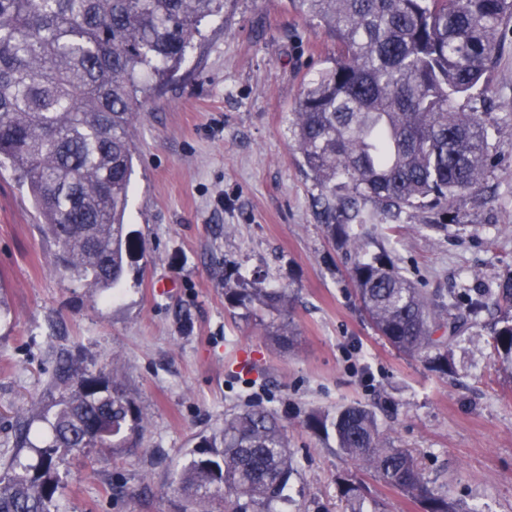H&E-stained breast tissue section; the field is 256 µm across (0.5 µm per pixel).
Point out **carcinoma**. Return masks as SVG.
Here are the masks:
<instances>
[{"mask_svg":"<svg viewBox=\"0 0 512 512\" xmlns=\"http://www.w3.org/2000/svg\"><path fill=\"white\" fill-rule=\"evenodd\" d=\"M336 41V56L306 83L288 129L319 195L325 227L351 261L350 275L375 330L392 347L448 371L449 347L468 318L493 307L494 349L512 366V275L469 301L433 298L394 262L370 254L363 235L376 213L396 217L476 190L489 162L483 113L465 108L482 92L512 0H293ZM226 0H0V168L27 183L58 247L54 266L96 295L125 279L141 237L125 224L135 147L134 118L179 70L202 19ZM372 202L371 212L359 202ZM224 296L277 315L268 335L279 345L294 329L284 320L291 292L224 275ZM61 397L16 423L14 448L0 461V512H54L59 465L86 448L106 455L129 447L144 416L117 370L56 369ZM308 425L333 436L349 459L384 483L426 502V512H460L427 488L414 457L380 434L375 414L350 405L315 411ZM206 457L176 473L174 490L199 512H273L296 472L277 414L252 405L204 436ZM37 462L20 461L23 450ZM349 512H364L352 483Z\"/></svg>","mask_w":512,"mask_h":512,"instance_id":"carcinoma-1","label":"carcinoma"}]
</instances>
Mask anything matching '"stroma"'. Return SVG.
I'll use <instances>...</instances> for the list:
<instances>
[{
	"label": "stroma",
	"instance_id": "obj_1",
	"mask_svg": "<svg viewBox=\"0 0 512 512\" xmlns=\"http://www.w3.org/2000/svg\"><path fill=\"white\" fill-rule=\"evenodd\" d=\"M181 69L141 108L127 222L144 256L119 295L58 273L24 182L0 169V451L17 420L47 404L59 353L91 371L117 362L146 417L133 453L72 460L58 512H192L170 487L201 437L249 405L277 412L296 474L275 512H343L341 479L368 512H424L418 498L348 460L305 419L373 410L428 488L473 512H512V369L486 328L453 347V371L393 349L360 310L349 262L317 213L288 130L306 79L336 45L287 0H229L202 20ZM475 101L492 161L479 191L445 207L377 215L365 234L431 294L468 303L512 273V18ZM239 270L291 290V344L265 334L261 306L224 297Z\"/></svg>",
	"mask_w": 512,
	"mask_h": 512
}]
</instances>
